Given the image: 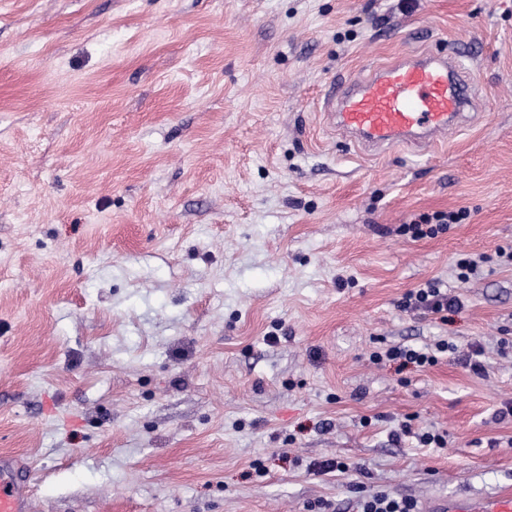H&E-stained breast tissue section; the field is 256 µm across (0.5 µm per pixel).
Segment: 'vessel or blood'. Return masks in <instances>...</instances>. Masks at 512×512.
Wrapping results in <instances>:
<instances>
[{"label": "vessel or blood", "instance_id": "obj_1", "mask_svg": "<svg viewBox=\"0 0 512 512\" xmlns=\"http://www.w3.org/2000/svg\"><path fill=\"white\" fill-rule=\"evenodd\" d=\"M472 80L456 54L410 53L358 80L339 79L325 106L331 124L367 151L396 145L422 151L459 128L476 108ZM30 469L0 455V512H31ZM435 512H512V494L437 503Z\"/></svg>", "mask_w": 512, "mask_h": 512}]
</instances>
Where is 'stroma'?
<instances>
[{"mask_svg": "<svg viewBox=\"0 0 512 512\" xmlns=\"http://www.w3.org/2000/svg\"><path fill=\"white\" fill-rule=\"evenodd\" d=\"M450 46L478 107L446 142L369 157L323 115L333 79ZM510 245L512 0H0V453L32 512L512 492ZM432 279L462 308H398ZM467 216L466 210L421 214L409 224L401 225L399 232L414 240L433 238L447 231L451 224H461ZM456 348L453 344L441 340L435 344L437 353L454 352ZM428 348H419L413 345H393L384 351H373L370 353V361L373 363L389 362L397 364L400 367L413 366L415 368H424L433 366L438 362L436 352Z\"/></svg>", "mask_w": 512, "mask_h": 512, "instance_id": "1", "label": "stroma"}]
</instances>
